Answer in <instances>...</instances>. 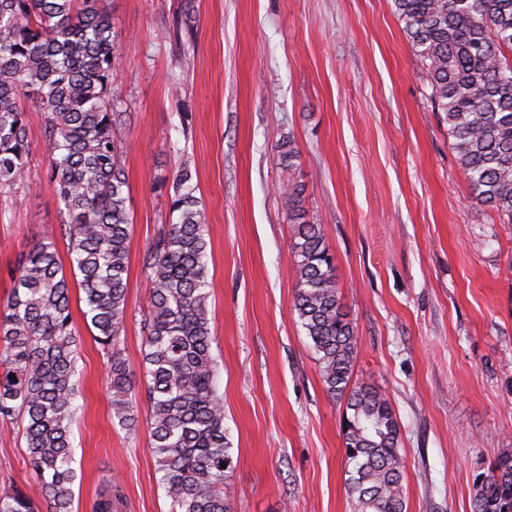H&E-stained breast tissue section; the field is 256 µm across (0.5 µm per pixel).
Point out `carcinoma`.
Returning a JSON list of instances; mask_svg holds the SVG:
<instances>
[{
  "mask_svg": "<svg viewBox=\"0 0 512 512\" xmlns=\"http://www.w3.org/2000/svg\"><path fill=\"white\" fill-rule=\"evenodd\" d=\"M393 2L426 66L473 199L512 224V0ZM119 61L105 0H0V194L24 179L31 152L25 114L34 109L45 119L47 179L63 205L84 315L108 358L112 415L133 433L135 372L121 348L132 220L125 99L112 85ZM279 148L283 169L293 171L295 143ZM170 190L176 221L158 227L142 262L152 285L142 326L150 451L169 512H233V456L211 353L206 223L188 166ZM281 196L293 223L294 310L327 392L346 400L354 512H406L399 424L382 393L351 384L358 336L341 312L321 225L306 220L304 185L290 177ZM8 276L11 293L0 305V421H23L35 477L24 490H0V512H40L42 501L48 512H73L77 339L54 237L23 252ZM474 512H512L511 455L498 458L478 485Z\"/></svg>",
  "mask_w": 512,
  "mask_h": 512,
  "instance_id": "1",
  "label": "carcinoma"
}]
</instances>
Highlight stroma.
<instances>
[{
	"mask_svg": "<svg viewBox=\"0 0 512 512\" xmlns=\"http://www.w3.org/2000/svg\"><path fill=\"white\" fill-rule=\"evenodd\" d=\"M109 3L121 59L112 83L128 110L122 347L140 364L152 289L143 253L171 221L167 185L188 164L208 225L211 352L236 460L235 512H351L345 404L326 391L294 311L279 193L290 177L335 257L358 336L352 381L384 394L399 423L407 512H472L482 476L512 453V224L473 199L393 0H192L189 35L176 24L181 0ZM27 120L26 180L0 196V301L9 267L48 231L68 254L44 117ZM286 136L300 151L290 173L277 149ZM81 297L72 288L82 382L75 512H92L106 484L115 512H168L146 398L128 434L112 416L107 360ZM33 476L21 422H0V488Z\"/></svg>",
	"mask_w": 512,
	"mask_h": 512,
	"instance_id": "35a3bbf8",
	"label": "stroma"
}]
</instances>
